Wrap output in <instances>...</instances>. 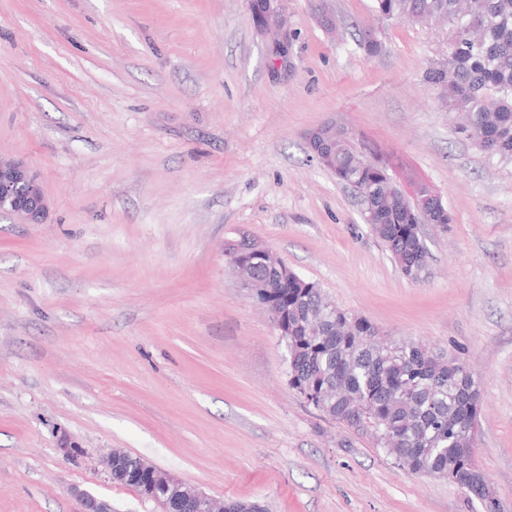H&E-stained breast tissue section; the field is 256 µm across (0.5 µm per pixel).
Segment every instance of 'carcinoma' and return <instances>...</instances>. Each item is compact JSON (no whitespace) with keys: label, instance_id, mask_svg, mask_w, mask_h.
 <instances>
[{"label":"carcinoma","instance_id":"cac0c4a2","mask_svg":"<svg viewBox=\"0 0 512 512\" xmlns=\"http://www.w3.org/2000/svg\"><path fill=\"white\" fill-rule=\"evenodd\" d=\"M376 16L448 25L446 59L426 77L448 88V109L461 114L459 130L488 158L512 162V0H374ZM323 167L336 181L375 207L370 231L400 272L420 280L429 252L418 223L442 216L422 196H407L378 163H365L347 138L333 143ZM288 334L289 386L312 390L315 409L376 444L412 473L452 478L470 470L484 476L474 458L481 390L462 362L445 359L413 342L379 344L375 327L339 307L298 274L273 292Z\"/></svg>","mask_w":512,"mask_h":512}]
</instances>
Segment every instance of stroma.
I'll return each instance as SVG.
<instances>
[{
	"instance_id": "stroma-1",
	"label": "stroma",
	"mask_w": 512,
	"mask_h": 512,
	"mask_svg": "<svg viewBox=\"0 0 512 512\" xmlns=\"http://www.w3.org/2000/svg\"><path fill=\"white\" fill-rule=\"evenodd\" d=\"M373 5L286 0L280 54L248 0H0V157L48 205L40 224L0 214V512H78L80 491L159 512L109 479L113 449L268 512H483L289 386L286 346L224 253L244 238L383 339L466 365L475 456L512 512V164L460 134L426 78L446 25ZM326 123L448 206L452 224L423 227L422 281L311 158Z\"/></svg>"
}]
</instances>
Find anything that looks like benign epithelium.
Returning a JSON list of instances; mask_svg holds the SVG:
<instances>
[{"instance_id": "1", "label": "benign epithelium", "mask_w": 512, "mask_h": 512, "mask_svg": "<svg viewBox=\"0 0 512 512\" xmlns=\"http://www.w3.org/2000/svg\"><path fill=\"white\" fill-rule=\"evenodd\" d=\"M283 0H250V13L262 12L264 24L261 30L277 40L280 48H285L288 40V19L282 8ZM348 135V132L334 124H324L311 131L307 144L316 160H321L328 145L336 141V136ZM9 205V212L32 224L42 223L47 213V203L41 192L37 176L22 162L17 160L0 159V210ZM261 263L269 264L275 260L270 249L253 244L244 249H237L230 255L232 270L240 277L243 287L247 288L250 296L259 301L269 312L271 319L280 315V310L271 302L260 299V292L273 287L271 281L260 276L256 270L255 258ZM103 466L109 478L121 484L137 489L141 495L151 498L147 490L151 489L159 472L145 464L134 476L120 467V461L112 452L103 459ZM81 502L80 512H112V505L88 492L79 493ZM210 509V512H221L224 503L218 502L205 492L197 489L195 494L182 497H172L161 505L162 512H198L200 507Z\"/></svg>"}]
</instances>
